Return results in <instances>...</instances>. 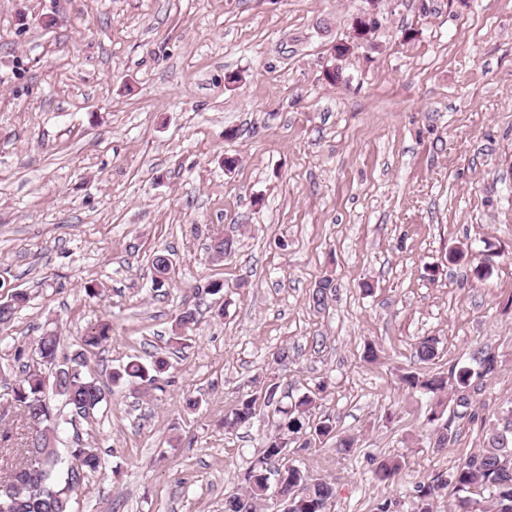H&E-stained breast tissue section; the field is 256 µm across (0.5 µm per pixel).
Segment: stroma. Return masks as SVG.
Returning <instances> with one entry per match:
<instances>
[{
	"instance_id": "obj_1",
	"label": "stroma",
	"mask_w": 512,
	"mask_h": 512,
	"mask_svg": "<svg viewBox=\"0 0 512 512\" xmlns=\"http://www.w3.org/2000/svg\"><path fill=\"white\" fill-rule=\"evenodd\" d=\"M363 5L0 0V295L30 297L0 330V408L36 337L55 332L69 358L112 324L85 367L106 412L59 414L58 447L78 437L108 462L77 512H224L279 415L233 430L224 416L270 379L292 401L317 393L313 417L355 439L348 457L335 440L288 446L332 483L330 512H411L414 487L512 407V0H379L376 50L330 83L331 46ZM222 237L235 250L212 260ZM158 252L172 267L155 291ZM326 277L336 293L317 309ZM185 305L198 323L176 343ZM427 336L438 354L423 363ZM479 348L497 371L434 448L427 399L400 376ZM134 356L167 358L155 388L112 382ZM391 457L402 469L375 483Z\"/></svg>"
}]
</instances>
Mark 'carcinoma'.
I'll return each mask as SVG.
<instances>
[{"label":"carcinoma","mask_w":512,"mask_h":512,"mask_svg":"<svg viewBox=\"0 0 512 512\" xmlns=\"http://www.w3.org/2000/svg\"><path fill=\"white\" fill-rule=\"evenodd\" d=\"M153 288H163L168 280L170 259L156 254L152 259ZM333 281L323 279L313 291L312 302L323 306L334 292ZM26 295L15 292L0 300V325L8 323ZM197 324L194 310L183 308L175 317L174 334L182 337ZM112 336V325L101 321L91 326L80 337V350L71 358H59V338L47 333L34 342V363L37 369L25 366L23 377L16 380L13 399L21 427L26 430L20 447L9 446L13 435L0 434V454L17 450L10 474L0 481V512H72V494L90 476L106 468V461L98 449L79 442L69 449L66 465L56 448L57 418L50 395L64 400L70 422L88 419L99 411L106 401L105 388L96 378L83 371L86 353L107 343ZM419 361L428 363L437 356V340L426 337L416 347ZM163 359L144 362L135 357L112 372V382L135 381L144 388L152 387L165 372ZM497 369V359L488 349L479 350L469 363L455 365L450 377L440 373L419 375L414 372L402 376L404 385L431 399L428 423L434 426V447L445 449L453 437L452 422L444 418L449 403L459 407L470 405L472 379L490 377ZM278 385H269L264 392L241 399L224 417V426L237 428L249 425L257 415V408L277 405L281 414L278 431L284 435H308L304 446L329 437L336 429L334 421L324 418L310 421L309 413L318 397L306 394L290 406L281 405L277 398ZM287 449L278 447L275 435L266 438L262 456L245 475V490L234 491L224 498V512H257V504L267 496L269 465L283 462ZM401 469L397 458L383 460L373 470V480L386 485ZM288 474V483L303 484L306 494L295 512H328L324 504L334 495V488L322 478H313L300 468L290 465L282 468ZM453 488L457 501L453 512H512V415L492 423L486 430L483 446L469 455L446 476H438L428 483L415 486L414 512H433L434 500L448 488Z\"/></svg>","instance_id":"carcinoma-1"}]
</instances>
